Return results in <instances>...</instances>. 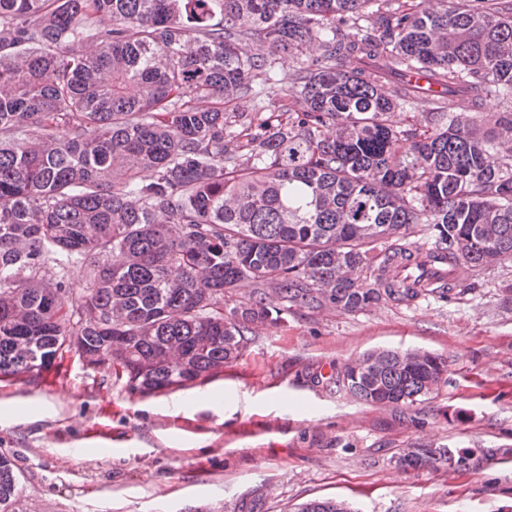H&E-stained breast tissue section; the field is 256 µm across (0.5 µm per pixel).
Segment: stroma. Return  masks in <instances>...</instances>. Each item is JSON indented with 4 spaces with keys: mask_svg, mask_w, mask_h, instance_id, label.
I'll list each match as a JSON object with an SVG mask.
<instances>
[{
    "mask_svg": "<svg viewBox=\"0 0 512 512\" xmlns=\"http://www.w3.org/2000/svg\"><path fill=\"white\" fill-rule=\"evenodd\" d=\"M512 258L461 273L449 298L384 300L355 313L292 304L250 334L205 385L129 393L76 351L0 380V454L19 482L11 512H512ZM448 359L446 381L393 410L336 383L375 350ZM499 448L482 468L405 473L403 449Z\"/></svg>",
    "mask_w": 512,
    "mask_h": 512,
    "instance_id": "1",
    "label": "stroma"
}]
</instances>
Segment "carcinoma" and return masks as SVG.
Here are the masks:
<instances>
[{
  "label": "carcinoma",
  "mask_w": 512,
  "mask_h": 512,
  "mask_svg": "<svg viewBox=\"0 0 512 512\" xmlns=\"http://www.w3.org/2000/svg\"><path fill=\"white\" fill-rule=\"evenodd\" d=\"M309 43L280 99L255 103L277 55ZM431 86L442 112L468 95L512 108V0H0V378L67 348L131 393L202 384L281 319L275 300L353 313L431 292L387 280L390 255L373 268L378 244L417 224L459 266L512 258V113L389 124ZM227 288L254 290L250 306L224 310ZM446 371L383 350L339 381L409 408ZM511 451L394 461L438 471L451 452L462 472ZM15 491L1 454L0 504Z\"/></svg>",
  "instance_id": "cac0c4a2"
}]
</instances>
